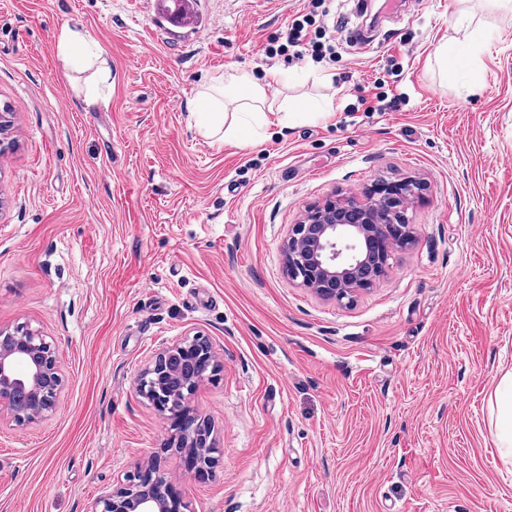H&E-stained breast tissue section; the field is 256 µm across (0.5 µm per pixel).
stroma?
Returning <instances> with one entry per match:
<instances>
[{
  "label": "stroma",
  "mask_w": 512,
  "mask_h": 512,
  "mask_svg": "<svg viewBox=\"0 0 512 512\" xmlns=\"http://www.w3.org/2000/svg\"><path fill=\"white\" fill-rule=\"evenodd\" d=\"M386 2L325 0L336 61L290 63L265 45L309 0H195L179 31L149 0H0V327L46 336L64 377L52 414L0 420V512H87L156 454L190 512H512L491 407L512 370V27L485 0H419L363 46ZM461 15L487 38L447 76ZM66 23L117 68L107 104L58 59ZM392 57L403 105L357 111ZM235 71L335 109L252 146L204 137L193 101ZM407 177L426 185L416 239L385 277L348 305L288 280L309 204ZM196 334L218 364L192 397L220 446L208 473L135 389Z\"/></svg>",
  "instance_id": "obj_1"
}]
</instances>
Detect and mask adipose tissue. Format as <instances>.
<instances>
[{"instance_id": "adipose-tissue-1", "label": "adipose tissue", "mask_w": 512, "mask_h": 512, "mask_svg": "<svg viewBox=\"0 0 512 512\" xmlns=\"http://www.w3.org/2000/svg\"><path fill=\"white\" fill-rule=\"evenodd\" d=\"M57 53L70 70L86 73L83 100L94 105L107 99L117 80L105 52L93 46L80 29L63 26L57 40ZM199 129L205 137L221 136L240 145L263 137L270 127L310 119L331 110L332 101L313 105L301 99H275L271 83H262L241 72L210 87L195 102ZM497 411L496 437L503 456L512 457V372L505 374L494 391Z\"/></svg>"}]
</instances>
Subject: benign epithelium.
I'll return each instance as SVG.
<instances>
[{"label": "benign epithelium", "instance_id": "obj_1", "mask_svg": "<svg viewBox=\"0 0 512 512\" xmlns=\"http://www.w3.org/2000/svg\"><path fill=\"white\" fill-rule=\"evenodd\" d=\"M418 181L380 179L364 192L334 195L288 225L282 243L288 279L321 300L347 305L383 277L393 254L413 241L409 205L423 197ZM215 369L211 342L187 336L158 348L136 378V391L167 424V446L200 473L214 469L219 449L210 421L192 402ZM64 378L56 345L24 327L0 328V416L25 424L52 413ZM182 492L161 457L106 490L88 512H186Z\"/></svg>", "mask_w": 512, "mask_h": 512}]
</instances>
